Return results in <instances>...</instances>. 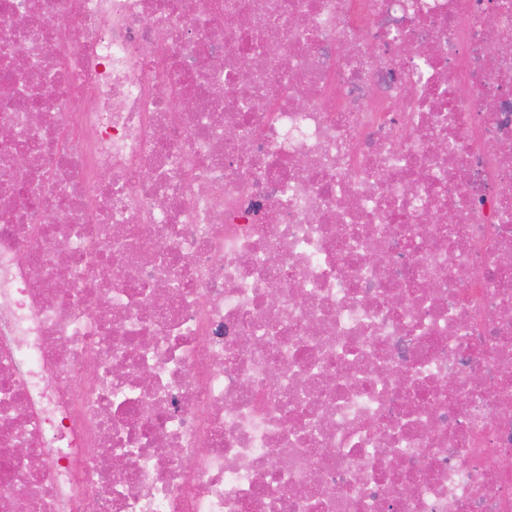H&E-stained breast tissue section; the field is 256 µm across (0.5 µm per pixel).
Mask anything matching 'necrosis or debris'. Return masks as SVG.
Instances as JSON below:
<instances>
[{"instance_id": "obj_1", "label": "necrosis or debris", "mask_w": 512, "mask_h": 512, "mask_svg": "<svg viewBox=\"0 0 512 512\" xmlns=\"http://www.w3.org/2000/svg\"><path fill=\"white\" fill-rule=\"evenodd\" d=\"M507 42L0 0V512H512Z\"/></svg>"}]
</instances>
